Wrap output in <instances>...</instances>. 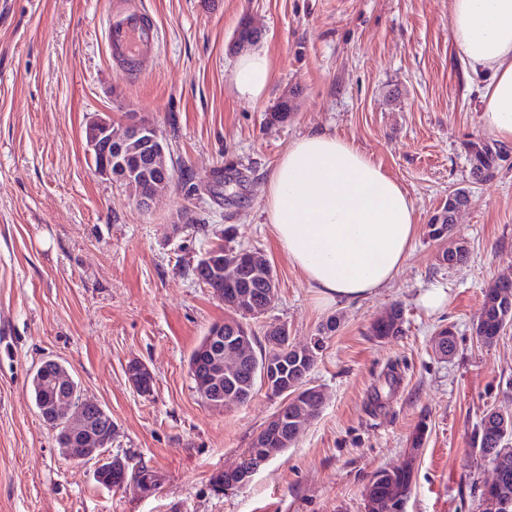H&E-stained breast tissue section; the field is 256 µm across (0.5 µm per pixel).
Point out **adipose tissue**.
<instances>
[{"mask_svg":"<svg viewBox=\"0 0 512 512\" xmlns=\"http://www.w3.org/2000/svg\"><path fill=\"white\" fill-rule=\"evenodd\" d=\"M453 36L484 79L485 127L512 142V0H450ZM272 61L240 54L238 98L261 99ZM265 214L275 237L323 306H340L388 287L417 231L415 206L401 182L336 133L310 131L288 146L265 186Z\"/></svg>","mask_w":512,"mask_h":512,"instance_id":"adipose-tissue-1","label":"adipose tissue"}]
</instances>
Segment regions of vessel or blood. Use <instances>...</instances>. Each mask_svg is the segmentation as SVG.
Listing matches in <instances>:
<instances>
[{
	"mask_svg": "<svg viewBox=\"0 0 512 512\" xmlns=\"http://www.w3.org/2000/svg\"><path fill=\"white\" fill-rule=\"evenodd\" d=\"M106 40L114 60L141 63L153 56L158 30L143 12L131 9L109 19Z\"/></svg>",
	"mask_w": 512,
	"mask_h": 512,
	"instance_id": "b4317fda",
	"label": "vessel or blood"
}]
</instances>
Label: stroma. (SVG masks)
Returning a JSON list of instances; mask_svg holds the SVG:
<instances>
[{"label": "stroma", "instance_id": "1", "mask_svg": "<svg viewBox=\"0 0 512 512\" xmlns=\"http://www.w3.org/2000/svg\"><path fill=\"white\" fill-rule=\"evenodd\" d=\"M130 3L161 35L139 68L115 62L105 38L107 18ZM244 18L273 62L256 102L232 83ZM482 83L454 41L448 0H0V512H364L371 475L405 465V512H477L492 471L467 464L473 430L486 409L512 412V326L490 347L473 332L487 289L512 278V158L477 183L464 150L491 137ZM284 101L288 120L272 121ZM97 114L154 124L175 177L151 209L94 172L85 128ZM312 129L353 141L415 205L401 271L358 304L320 306L266 222L267 175ZM458 188L471 203L451 240L469 259L452 268L440 260L449 240L429 224ZM227 231L230 247L263 252L279 282L256 335L283 324L307 346L328 317L340 324L308 377L326 396L318 416L224 493L211 477L283 403L259 386L245 403L213 407L189 372L208 328L236 316L192 273ZM431 288L448 296L436 312L419 303ZM396 304L403 331L377 342L368 329ZM449 325L457 350L444 359L435 340ZM47 358L111 411L109 455L155 470L154 493L102 486L94 462L59 448L28 384ZM135 361L153 374L150 395L128 380Z\"/></svg>", "mask_w": 512, "mask_h": 512}]
</instances>
